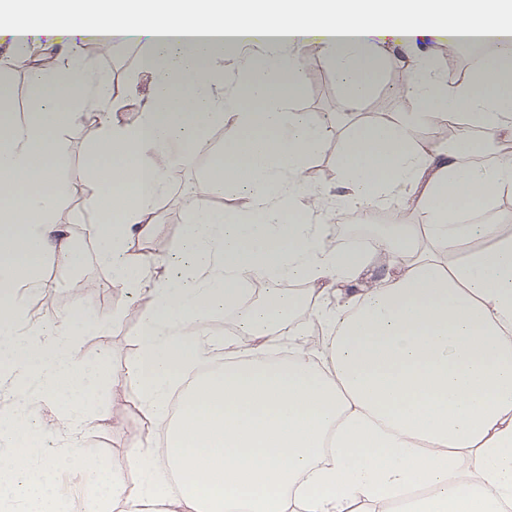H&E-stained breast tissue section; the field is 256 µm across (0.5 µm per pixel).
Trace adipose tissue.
<instances>
[{
  "label": "adipose tissue",
  "mask_w": 512,
  "mask_h": 512,
  "mask_svg": "<svg viewBox=\"0 0 512 512\" xmlns=\"http://www.w3.org/2000/svg\"><path fill=\"white\" fill-rule=\"evenodd\" d=\"M110 38L146 28L142 62L155 92L139 120L121 125L104 77L65 50L39 73L54 107L16 114L0 88V395L23 401L21 420L0 413V512H61L49 435L75 441L106 412L88 415L92 386L70 316L50 332L21 336L24 292L41 287L39 263L77 257L54 223L59 190L49 159L55 134L84 112L101 117L86 168L98 191L88 232L115 282L152 292L136 353L111 377L136 393L144 416L164 424L161 442L139 445L141 479L119 465H91L83 512H349L357 501L406 512H512V233L506 215L483 224L459 217L458 200L489 202L512 190V160L464 164L476 144L417 143L413 122L454 121L489 139L512 136V0H11L0 27L49 18ZM448 44L498 42L469 82L419 69L411 78L438 112L394 125L363 124L341 156L339 194L300 179L325 133L291 104L300 92L299 52L318 46L343 76L338 105L357 108L372 75L391 59L377 46L427 36ZM241 61L243 85L221 81L224 56ZM223 120L224 162L211 186L243 188L242 209L193 201L178 275L133 253L154 230L178 136ZM400 195L422 224L383 228L370 250L327 247L322 212ZM278 278L309 284L311 318L326 342L312 358L292 338L271 356L297 289L272 288L245 318L248 344L224 345L212 368L211 319L236 308L242 287ZM180 395L184 413L171 411ZM52 409V426L40 423ZM178 477V490L168 480Z\"/></svg>",
  "instance_id": "adipose-tissue-1"
}]
</instances>
